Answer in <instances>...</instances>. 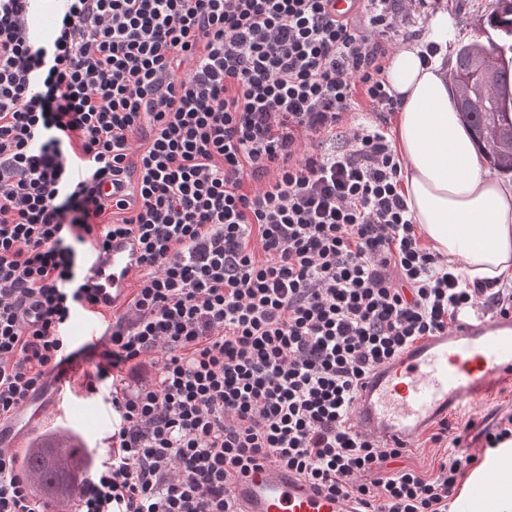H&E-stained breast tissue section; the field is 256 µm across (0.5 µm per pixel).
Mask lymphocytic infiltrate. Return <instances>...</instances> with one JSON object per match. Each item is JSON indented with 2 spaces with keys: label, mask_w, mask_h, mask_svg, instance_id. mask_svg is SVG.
<instances>
[{
  "label": "lymphocytic infiltrate",
  "mask_w": 512,
  "mask_h": 512,
  "mask_svg": "<svg viewBox=\"0 0 512 512\" xmlns=\"http://www.w3.org/2000/svg\"><path fill=\"white\" fill-rule=\"evenodd\" d=\"M34 2L0 0V425L77 359L80 250L132 237L138 287L81 382L117 421L74 512H234L263 463L365 512H448L477 462L448 420L433 473L371 480L404 451L351 419L416 341L512 315L511 288L421 245L383 131L342 126L358 89L398 109L402 0H60L39 40ZM16 462L0 449V512H46Z\"/></svg>",
  "instance_id": "obj_1"
}]
</instances>
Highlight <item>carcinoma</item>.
<instances>
[{
    "instance_id": "1",
    "label": "carcinoma",
    "mask_w": 512,
    "mask_h": 512,
    "mask_svg": "<svg viewBox=\"0 0 512 512\" xmlns=\"http://www.w3.org/2000/svg\"><path fill=\"white\" fill-rule=\"evenodd\" d=\"M489 29L505 36L461 46L451 73L459 116L490 165L512 173V0H495L487 14ZM86 448L80 438L62 450L56 437L39 442L25 457V470L37 476L39 486L54 492L84 465Z\"/></svg>"
}]
</instances>
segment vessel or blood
<instances>
[{
  "label": "vessel or blood",
  "mask_w": 512,
  "mask_h": 512,
  "mask_svg": "<svg viewBox=\"0 0 512 512\" xmlns=\"http://www.w3.org/2000/svg\"><path fill=\"white\" fill-rule=\"evenodd\" d=\"M137 259V243L129 237L87 255L97 312L123 307ZM506 377L512 378V317L467 323L417 343L373 371L354 402L353 418L382 446L407 448L450 409L490 397ZM42 411V398L32 399L13 428L0 432V447H16ZM231 495L236 512H354L342 498L266 465L241 477Z\"/></svg>",
  "instance_id": "vessel-or-blood-1"
}]
</instances>
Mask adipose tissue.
<instances>
[{"label":"adipose tissue","instance_id":"adipose-tissue-1","mask_svg":"<svg viewBox=\"0 0 512 512\" xmlns=\"http://www.w3.org/2000/svg\"><path fill=\"white\" fill-rule=\"evenodd\" d=\"M455 21L436 12L426 39L440 48L430 64L421 49L402 45L389 59L388 91L401 102L392 129L402 161V194L414 224L431 248L469 279L512 280V189L488 175L485 158L455 110L443 52ZM492 486L470 512H512V448L491 460Z\"/></svg>","mask_w":512,"mask_h":512}]
</instances>
